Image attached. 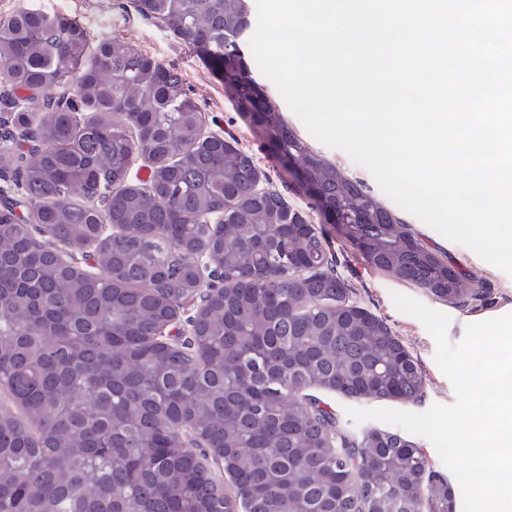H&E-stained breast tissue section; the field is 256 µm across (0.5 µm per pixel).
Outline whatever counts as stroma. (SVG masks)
<instances>
[{
    "label": "stroma",
    "mask_w": 512,
    "mask_h": 512,
    "mask_svg": "<svg viewBox=\"0 0 512 512\" xmlns=\"http://www.w3.org/2000/svg\"><path fill=\"white\" fill-rule=\"evenodd\" d=\"M23 7L71 16L85 28L92 42H99L103 38L124 40L135 44L158 62L175 67L206 116V131L230 138L235 147L251 155L263 187L283 196L292 208L299 210L310 223L321 229L337 261L336 271L351 288L353 300L383 318L417 357L426 376L422 398L415 403L389 400L385 403L386 408L420 413L432 404L455 401L450 380L434 360L436 345L433 337L420 320L396 307L393 296L397 293L410 296L431 309L449 315L448 337L456 343L463 338L466 325L512 313V276L487 263L469 248L447 239L391 201L383 194L368 169L356 164L346 152L330 148L312 137L275 84L255 66L249 37H242L240 46L247 63L251 65V76L264 88L273 109L280 112L288 127L322 159L335 164L348 179L360 185L365 192L378 197L389 212L407 224L413 234L440 259L481 278L488 289L485 301L466 308L457 307L397 281L368 263L345 239L341 229L328 223L299 180L283 168L268 147L262 131L239 110L218 70L200 58L160 19L143 15L137 0H0V17L14 14Z\"/></svg>",
    "instance_id": "35a3bbf8"
}]
</instances>
